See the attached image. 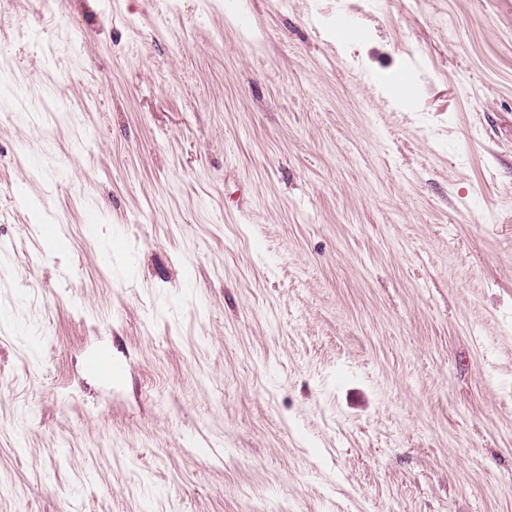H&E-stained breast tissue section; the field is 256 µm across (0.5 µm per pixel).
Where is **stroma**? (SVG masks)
Instances as JSON below:
<instances>
[{
    "mask_svg": "<svg viewBox=\"0 0 512 512\" xmlns=\"http://www.w3.org/2000/svg\"><path fill=\"white\" fill-rule=\"evenodd\" d=\"M283 507L512 512V0H0V512ZM89 367L94 372L110 379H117L123 374V366L112 359V353L103 349L98 351L90 360Z\"/></svg>",
    "mask_w": 512,
    "mask_h": 512,
    "instance_id": "stroma-1",
    "label": "stroma"
}]
</instances>
